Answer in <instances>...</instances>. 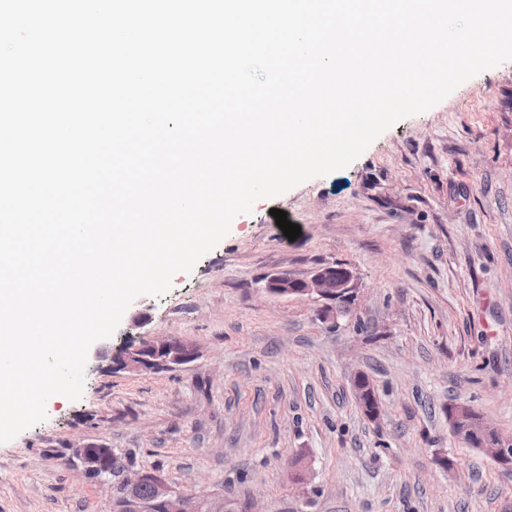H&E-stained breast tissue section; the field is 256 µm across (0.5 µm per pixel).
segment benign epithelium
I'll return each instance as SVG.
<instances>
[{"label": "benign epithelium", "instance_id": "benign-epithelium-1", "mask_svg": "<svg viewBox=\"0 0 512 512\" xmlns=\"http://www.w3.org/2000/svg\"><path fill=\"white\" fill-rule=\"evenodd\" d=\"M358 287L353 270L339 264H325L307 276L283 271L268 278L266 290L278 296H306L323 302L328 313H344L348 302L354 299ZM198 354L195 344L170 337L143 338L124 348L113 357V367L129 372L174 371L192 362ZM450 422L454 434L468 442L473 438L483 440L482 450L503 468L512 470V439L493 436L494 428L485 420L470 414L459 406ZM76 455L84 475L96 479L112 489L111 512H154L161 506L165 512H228L224 499L210 494L184 495L161 477L148 471H133L127 465L112 472L115 452L94 443L77 445ZM153 487L154 501L149 503L138 496L141 484Z\"/></svg>", "mask_w": 512, "mask_h": 512}]
</instances>
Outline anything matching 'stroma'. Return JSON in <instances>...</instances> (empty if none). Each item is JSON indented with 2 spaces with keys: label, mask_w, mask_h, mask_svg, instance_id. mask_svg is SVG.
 I'll return each instance as SVG.
<instances>
[{
  "label": "stroma",
  "mask_w": 512,
  "mask_h": 512,
  "mask_svg": "<svg viewBox=\"0 0 512 512\" xmlns=\"http://www.w3.org/2000/svg\"><path fill=\"white\" fill-rule=\"evenodd\" d=\"M326 263L357 276L347 314L265 289ZM153 336L199 356L164 373L89 357L79 400L48 401L46 421L0 443V512H108L81 442L229 512H512V471L448 422L464 404L512 436V61L346 168L256 201L165 295L135 299L105 344ZM360 372L378 419L358 407Z\"/></svg>",
  "instance_id": "35a3bbf8"
}]
</instances>
